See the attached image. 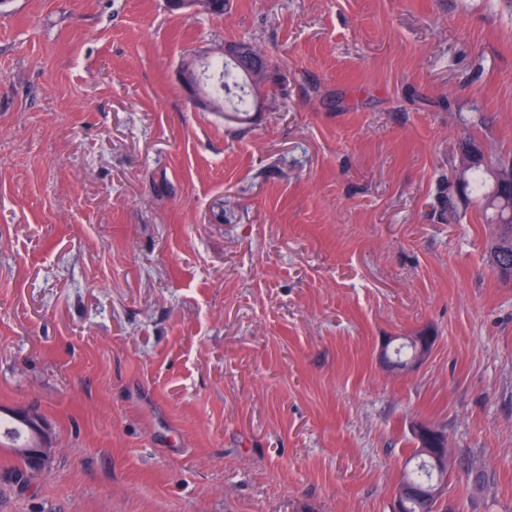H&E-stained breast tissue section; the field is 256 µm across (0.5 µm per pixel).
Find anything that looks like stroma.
<instances>
[{"mask_svg":"<svg viewBox=\"0 0 512 512\" xmlns=\"http://www.w3.org/2000/svg\"><path fill=\"white\" fill-rule=\"evenodd\" d=\"M0 5V512H389L443 429L456 512H512V280L458 143L512 155V0ZM279 65L243 122L188 53ZM430 335L388 370L381 349ZM2 438L8 440L12 446H30L35 442L36 432L29 424L22 421L19 413L13 411H0Z\"/></svg>","mask_w":512,"mask_h":512,"instance_id":"obj_1","label":"stroma"}]
</instances>
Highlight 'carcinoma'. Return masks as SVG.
Returning a JSON list of instances; mask_svg holds the SVG:
<instances>
[{
  "label": "carcinoma",
  "instance_id": "obj_1",
  "mask_svg": "<svg viewBox=\"0 0 512 512\" xmlns=\"http://www.w3.org/2000/svg\"><path fill=\"white\" fill-rule=\"evenodd\" d=\"M203 82L210 97L224 104V111L246 114L253 110L261 95V87L241 83L238 67L223 56L216 57L203 65ZM462 157L470 162L467 169L464 188L467 196L483 200L486 206V221L495 226L493 241L510 243L499 258L500 269L497 273L512 279V217L506 219L495 205L494 185L490 179L491 162L487 161L478 145L465 139L461 142ZM445 473L432 468L422 453V445H417L404 467L400 481L414 486L427 487L440 482ZM401 512H448V505L435 500L422 501L417 498L408 500Z\"/></svg>",
  "mask_w": 512,
  "mask_h": 512
}]
</instances>
